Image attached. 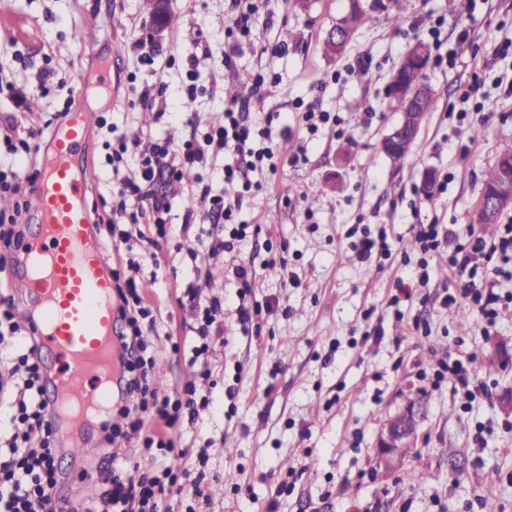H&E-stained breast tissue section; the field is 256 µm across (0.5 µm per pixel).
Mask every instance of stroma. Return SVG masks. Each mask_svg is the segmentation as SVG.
<instances>
[{
    "label": "stroma",
    "instance_id": "obj_1",
    "mask_svg": "<svg viewBox=\"0 0 512 512\" xmlns=\"http://www.w3.org/2000/svg\"><path fill=\"white\" fill-rule=\"evenodd\" d=\"M367 13L341 55L325 54L328 31L349 0H269L249 39L228 34L241 0H169L175 21L154 30L147 0H0V155L16 138L8 118L59 123L61 113L95 111L85 157L95 178L88 202L112 212L106 124L140 137L181 140L186 122L206 130L242 87L247 119L270 138L271 164L246 173L252 190L237 214L245 238L234 255L195 261L208 225L186 223L207 207L202 186L224 187L225 158L207 157L191 179L157 181L171 203L173 235L155 252L156 280L143 283L158 336H147L161 393L195 383L212 404L174 434L179 463L202 494L169 501L172 512H512V280L484 275L505 296L494 320L451 315L449 294L468 272L422 253L421 225L443 224L449 247L482 236L468 216L482 176L512 149V0H467L459 17L448 0H362ZM399 23H392L393 14ZM296 40L284 38L286 30ZM431 48L425 82L437 99L413 148L393 167L381 142L400 118L387 95L394 70L416 42ZM195 57V69L186 60ZM111 86L97 87L99 62ZM262 75V88L246 85ZM196 84L195 101L184 90ZM165 87L166 112L146 111L144 87ZM329 120L310 132L305 112ZM481 128L479 138L471 131ZM386 231L390 252L360 258L357 246ZM252 270L251 293L238 297L233 258ZM220 299L231 321L208 352L193 357L201 324L185 295ZM408 298H399L400 288ZM261 304L246 325L239 304ZM462 362L469 387L433 386L439 362ZM427 406L416 448L384 469L378 440L406 399ZM91 456L63 451L60 502L99 499L108 461L91 428ZM432 474L418 487L414 472Z\"/></svg>",
    "mask_w": 512,
    "mask_h": 512
}]
</instances>
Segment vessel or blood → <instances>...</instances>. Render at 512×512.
<instances>
[{
	"mask_svg": "<svg viewBox=\"0 0 512 512\" xmlns=\"http://www.w3.org/2000/svg\"><path fill=\"white\" fill-rule=\"evenodd\" d=\"M91 123V113L74 110L47 138L28 197L42 234L6 258L17 272L13 290L34 301L19 308V324L36 327L58 364L46 392L54 420L72 429L92 419L94 407L111 394L116 363L112 256L87 202L92 167L78 161Z\"/></svg>",
	"mask_w": 512,
	"mask_h": 512,
	"instance_id": "vessel-or-blood-1",
	"label": "vessel or blood"
}]
</instances>
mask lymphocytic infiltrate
Listing matches in <instances>:
<instances>
[{"label":"lymphocytic infiltrate","instance_id":"obj_1","mask_svg":"<svg viewBox=\"0 0 512 512\" xmlns=\"http://www.w3.org/2000/svg\"><path fill=\"white\" fill-rule=\"evenodd\" d=\"M231 153L237 158L259 161L263 150L253 147V130L247 123L243 108L233 104L218 115L206 132L190 127L180 141L158 139L149 148H142L140 138L118 136L112 148L111 162L123 164L117 198L112 204L108 231L118 234L120 242L129 236L126 224L151 226L152 245L168 239L172 232L168 214L170 205L157 196L152 185L164 174L179 175L181 169L202 163L207 155ZM243 196L224 199L215 194L203 215L211 229L202 244L203 255L230 252L243 240L242 230L225 232ZM152 250L128 258L130 278L116 283L115 292L121 301L119 315L127 332L120 338V361L124 371V393L118 407L104 420L105 434L143 433L146 451L140 465L129 468L111 463L100 474L107 490L98 504L81 500L72 502L70 512H160V505L172 496H199L197 485L186 483V474L171 464L175 448L172 438L156 434L150 423L163 422L167 430L180 425L184 413L195 412L197 406H209V397L197 394L195 385H187L185 399L159 395L151 387L149 372L152 360L146 359L147 345L143 339L142 322L151 314L137 288L135 276L143 269L157 266ZM28 334L13 320L10 309L0 310V363L16 375L17 398L12 403L11 431L7 440L10 455L0 459V512H56L57 500L52 492L57 485V450L54 445L55 421L44 400L45 386L35 346L29 345Z\"/></svg>","mask_w":512,"mask_h":512}]
</instances>
